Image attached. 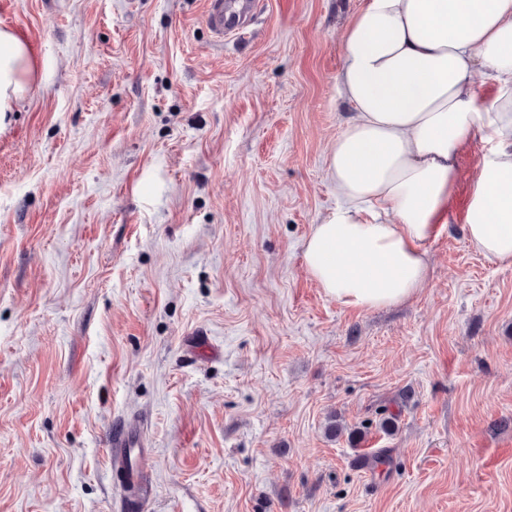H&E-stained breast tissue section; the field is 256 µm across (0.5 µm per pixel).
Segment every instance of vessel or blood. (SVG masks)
<instances>
[{
    "label": "vessel or blood",
    "mask_w": 512,
    "mask_h": 512,
    "mask_svg": "<svg viewBox=\"0 0 512 512\" xmlns=\"http://www.w3.org/2000/svg\"><path fill=\"white\" fill-rule=\"evenodd\" d=\"M256 0H208L205 22L216 39H223L225 33L242 30L252 17ZM107 443L111 449L117 470L133 489L125 493L122 507L124 512H144L151 494L140 471L127 467L130 453H145L146 436L143 426L137 420L125 421L111 431Z\"/></svg>",
    "instance_id": "obj_1"
}]
</instances>
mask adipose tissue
<instances>
[{"mask_svg":"<svg viewBox=\"0 0 512 512\" xmlns=\"http://www.w3.org/2000/svg\"><path fill=\"white\" fill-rule=\"evenodd\" d=\"M342 41L337 83L352 114L327 156L338 204L304 242L313 280L349 309L414 297L467 144L483 150L462 232L512 266V0H365ZM479 72L496 82L491 102ZM38 76L28 41L0 28V131Z\"/></svg>","mask_w":512,"mask_h":512,"instance_id":"ef3b65f1","label":"adipose tissue"}]
</instances>
